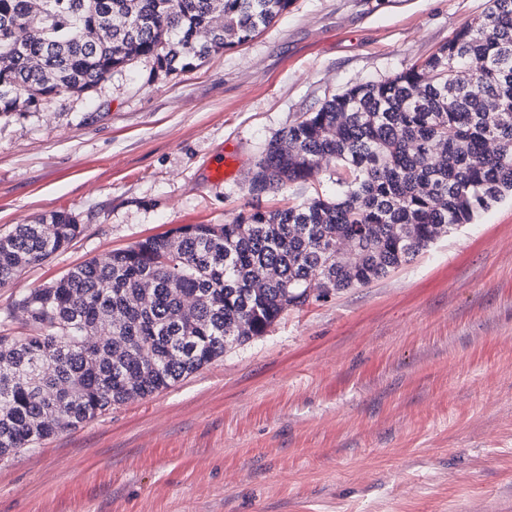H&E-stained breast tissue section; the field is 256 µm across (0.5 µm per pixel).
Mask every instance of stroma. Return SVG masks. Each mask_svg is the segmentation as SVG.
<instances>
[{"label": "stroma", "instance_id": "stroma-1", "mask_svg": "<svg viewBox=\"0 0 512 512\" xmlns=\"http://www.w3.org/2000/svg\"><path fill=\"white\" fill-rule=\"evenodd\" d=\"M488 5L292 0L195 69L138 58L1 117L0 235L58 210L84 231L0 288V327L20 331L14 300L87 260L334 193L329 168L259 196L249 183L305 113L424 61ZM0 512H512V200L0 461Z\"/></svg>", "mask_w": 512, "mask_h": 512}]
</instances>
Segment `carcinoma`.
<instances>
[{
	"instance_id": "cac0c4a2",
	"label": "carcinoma",
	"mask_w": 512,
	"mask_h": 512,
	"mask_svg": "<svg viewBox=\"0 0 512 512\" xmlns=\"http://www.w3.org/2000/svg\"><path fill=\"white\" fill-rule=\"evenodd\" d=\"M436 53L325 100L271 140L250 190L336 166V194L229 224H187L20 295L0 332V459L165 390L290 308L387 276L512 197V0ZM291 0H0V117L85 93L144 57L184 71L252 39ZM113 22L97 42L89 22ZM27 26L26 50L12 48ZM82 233L67 211L0 237V287ZM112 343L88 349V336Z\"/></svg>"
}]
</instances>
